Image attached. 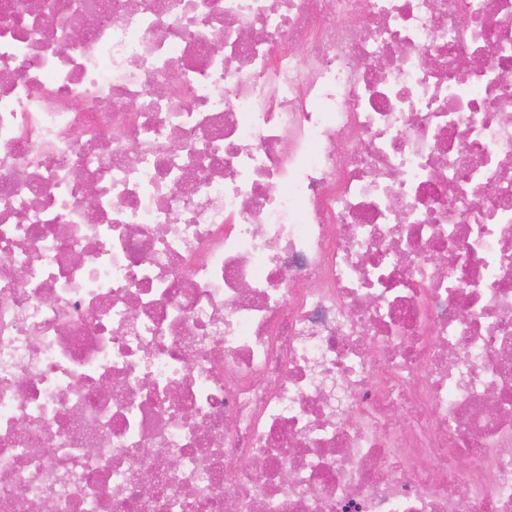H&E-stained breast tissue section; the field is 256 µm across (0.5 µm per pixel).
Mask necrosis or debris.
<instances>
[{
	"instance_id": "obj_1",
	"label": "necrosis or debris",
	"mask_w": 512,
	"mask_h": 512,
	"mask_svg": "<svg viewBox=\"0 0 512 512\" xmlns=\"http://www.w3.org/2000/svg\"><path fill=\"white\" fill-rule=\"evenodd\" d=\"M506 72L512 0H0V512H512Z\"/></svg>"
}]
</instances>
